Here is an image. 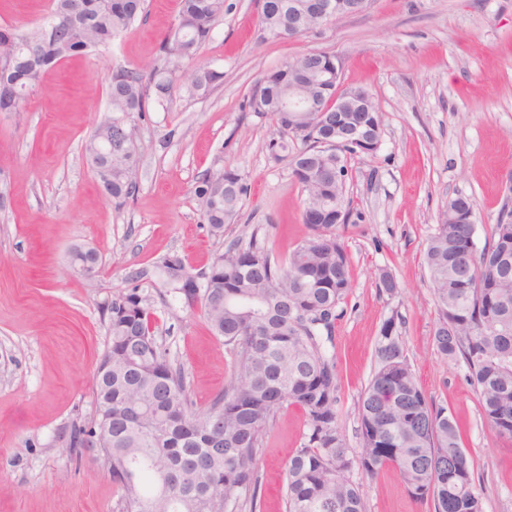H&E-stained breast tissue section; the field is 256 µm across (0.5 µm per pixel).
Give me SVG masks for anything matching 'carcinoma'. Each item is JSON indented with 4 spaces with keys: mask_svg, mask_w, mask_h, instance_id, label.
Segmentation results:
<instances>
[{
    "mask_svg": "<svg viewBox=\"0 0 512 512\" xmlns=\"http://www.w3.org/2000/svg\"><path fill=\"white\" fill-rule=\"evenodd\" d=\"M52 2L51 16L65 19L78 8L86 23L1 28L4 52L16 44L28 48L17 53L12 70L0 73V108L23 111L25 98L13 97L11 89L37 83L61 57L108 46L144 12L145 0ZM290 2L263 0L262 23L270 33L288 35ZM223 14L224 0H179L159 63L148 72L119 68L111 75L112 126L104 128L112 138L108 178L93 157L92 141L84 154L112 201L122 203L138 189L136 128L127 116L164 99L178 72L195 91L222 79L201 66L188 72L184 62L194 59ZM293 88L306 90L298 57L256 81L249 107L277 128L267 151L276 160L289 159L304 194L302 218L310 236L285 263L254 235L244 247L233 244L197 288L173 279L167 258L136 273L172 288L185 307L201 308L234 359L224 392L207 410L193 408L183 372L158 341L150 309L133 287L105 308L108 340L93 375L95 414L73 425L65 450L80 457L85 436L109 429L96 459L124 491L125 512H239L255 491L270 421L296 405L306 433L288 462L286 512H365L359 485L349 477L355 465L369 477L394 468L415 498H432L434 512H483L458 427L416 382L392 318L381 327L379 366L359 400L361 448H346L336 363L324 341L332 340L351 288L349 257L337 230L351 222L345 170L362 151L353 144L325 148L319 135L335 131L340 121L363 118L380 128L382 117L374 104L368 112H288ZM195 193L203 221L221 235L238 215L247 187L236 170L223 168L204 174ZM460 206L459 198L448 200L425 251L438 314L432 341L440 357L463 361L490 429L512 440V209H503L479 250L475 203H468L464 222L450 213Z\"/></svg>",
    "mask_w": 512,
    "mask_h": 512,
    "instance_id": "obj_1",
    "label": "carcinoma"
}]
</instances>
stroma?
I'll list each match as a JSON object with an SVG mask.
<instances>
[{"label":"stroma","mask_w":512,"mask_h":512,"mask_svg":"<svg viewBox=\"0 0 512 512\" xmlns=\"http://www.w3.org/2000/svg\"><path fill=\"white\" fill-rule=\"evenodd\" d=\"M51 7V0H0V26H37ZM261 12L262 0H224L192 61L222 80L194 92L173 77L162 103L134 115L139 188L123 205L103 193L83 146L107 114L112 71L158 63L178 0H147L107 50L47 70L23 111L0 117V189L9 197L0 210V512H123V490L98 463L71 457L63 439L94 413L104 308L126 289L147 300L195 408L223 391L233 358L201 311L136 274L167 256L198 274L255 231L284 262L309 235L287 161L266 151L277 129L250 112L248 98L263 74L311 49L335 55L345 86L369 90L383 122L378 151L349 162L354 214L339 230L352 287L328 349L347 446L361 444L358 399L378 365L381 327L396 319L417 382L460 428L484 512H512V443L485 424L463 362L433 347L435 305L423 264L450 198L475 201L480 248L503 205L512 206V0H369L364 11L294 39L267 34ZM223 167L237 170L248 192L219 237L204 224L195 189ZM76 245L100 254L93 279L70 273L67 254ZM384 273L397 283L393 294L378 287ZM305 432L296 406L269 424L254 504L242 512H285L288 459ZM350 477L366 512H434L393 469L370 478L355 468Z\"/></svg>","instance_id":"obj_1"}]
</instances>
